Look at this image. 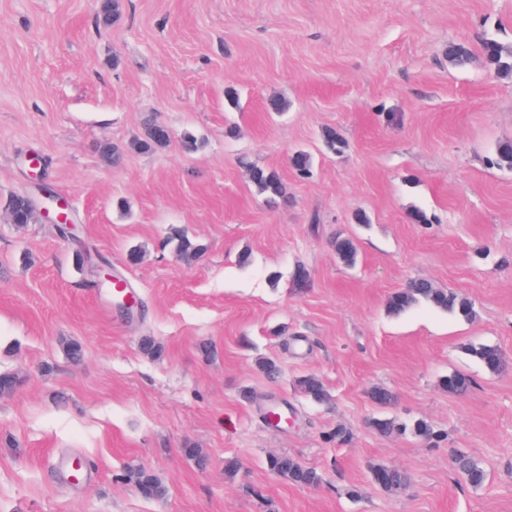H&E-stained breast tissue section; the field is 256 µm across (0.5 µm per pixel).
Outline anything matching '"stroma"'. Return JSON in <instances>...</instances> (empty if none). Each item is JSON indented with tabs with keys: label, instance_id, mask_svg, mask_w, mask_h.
I'll return each mask as SVG.
<instances>
[{
	"label": "stroma",
	"instance_id": "stroma-1",
	"mask_svg": "<svg viewBox=\"0 0 512 512\" xmlns=\"http://www.w3.org/2000/svg\"><path fill=\"white\" fill-rule=\"evenodd\" d=\"M98 4L0 0V375L19 379L0 396V512H512V371L467 351L512 358V171L490 163L512 140V77L478 55L488 36L512 44V0H120L108 28ZM451 42L475 50L467 67L449 65ZM152 122L168 144L133 150ZM328 128L342 151L324 147ZM188 133L202 149L184 150ZM297 150L313 159L304 179ZM32 156L76 240L10 223L11 198L34 190ZM254 167L278 173L287 201L258 190ZM176 229L205 245L199 259L175 256ZM339 235L355 265L338 260ZM87 249L144 314L113 308ZM300 264L310 287L292 284ZM421 278L468 297L476 319L425 303L388 315V296ZM145 336L160 358L141 352ZM266 357L278 378L259 371ZM453 372L471 378L466 393L441 387ZM310 374L328 403L299 391ZM376 386L391 405L371 401ZM271 404L295 426H269ZM378 418L398 432L378 433ZM419 419L432 438L408 432ZM339 426L351 442L336 444ZM456 450L483 465L482 486L453 468ZM278 454L320 484L272 473ZM74 456L94 464L77 484L61 466ZM376 465L404 471L406 488L382 490ZM136 467L165 498L138 493ZM469 354L477 359L481 366L490 374H498L502 367L503 359L501 349L494 344H476L468 348ZM268 467L273 473L298 486L314 487L321 482V476L314 468L292 456L273 455L268 460Z\"/></svg>",
	"mask_w": 512,
	"mask_h": 512
}]
</instances>
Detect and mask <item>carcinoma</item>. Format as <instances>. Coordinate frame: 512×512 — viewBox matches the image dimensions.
I'll return each mask as SVG.
<instances>
[{
  "mask_svg": "<svg viewBox=\"0 0 512 512\" xmlns=\"http://www.w3.org/2000/svg\"><path fill=\"white\" fill-rule=\"evenodd\" d=\"M98 20L104 26H109L120 17L119 0H101ZM481 54L486 63L495 72L503 76H512V46L505 45L492 37H486L481 43ZM448 62L456 66H464L473 58V51L464 44L450 43L447 49ZM170 140L168 128L161 123H151L141 138L131 143V147L139 151H152L164 147ZM291 166L301 176L310 173L312 166L311 156L305 151L295 152L290 159ZM490 164L498 168L512 169V140H505L497 144L496 151ZM250 180L262 192L273 199H287V188L279 175L269 169L255 167L250 170ZM175 242L174 250L177 257L182 260H195L202 256L205 247L191 239L182 231H177L171 238ZM336 256L346 265L356 263L358 249L356 242L349 237L338 236L333 241ZM426 303L434 308L447 311L461 319L471 320L475 317L472 302L465 296L451 290L438 288L433 282L426 279H416L408 285L392 293L386 301L387 313L399 316L411 306ZM470 355L477 359L481 366L490 374H497L502 367L503 359L501 349L494 344H476L468 348ZM442 386L450 393H464L471 387L470 378L460 372H453L442 379ZM300 392L310 401L321 404L329 400L321 380L315 375H307L298 380ZM452 461L460 475L470 474L467 483L472 487H479L485 482V470L474 459L462 451L454 452ZM269 469L288 482L306 487L320 484L321 476L312 467L288 455H273L268 460ZM376 470L385 474L390 482L389 490H397L406 483V476L399 470L378 466ZM132 481L139 492L148 498H163L166 496L167 486L152 472L138 469L131 473Z\"/></svg>",
  "mask_w": 512,
  "mask_h": 512,
  "instance_id": "obj_1",
  "label": "carcinoma"
}]
</instances>
